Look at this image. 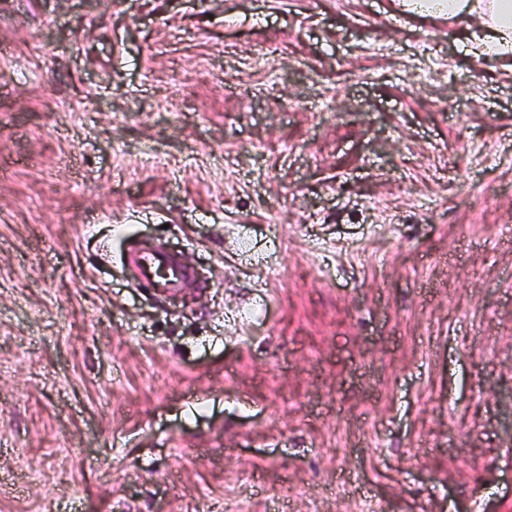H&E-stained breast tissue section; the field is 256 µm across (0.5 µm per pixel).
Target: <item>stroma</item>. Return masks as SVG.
Masks as SVG:
<instances>
[{"label": "stroma", "mask_w": 512, "mask_h": 512, "mask_svg": "<svg viewBox=\"0 0 512 512\" xmlns=\"http://www.w3.org/2000/svg\"><path fill=\"white\" fill-rule=\"evenodd\" d=\"M463 40L0 0V512H512V70ZM127 260L136 272L138 284L154 289L161 296L193 285L189 263L180 253L161 245L132 246Z\"/></svg>", "instance_id": "1"}]
</instances>
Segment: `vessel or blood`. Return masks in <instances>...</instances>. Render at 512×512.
Wrapping results in <instances>:
<instances>
[{
	"instance_id": "1",
	"label": "vessel or blood",
	"mask_w": 512,
	"mask_h": 512,
	"mask_svg": "<svg viewBox=\"0 0 512 512\" xmlns=\"http://www.w3.org/2000/svg\"><path fill=\"white\" fill-rule=\"evenodd\" d=\"M127 260L136 272L138 284L154 289L160 295L164 296L193 284L189 263L181 254L163 246L137 244L130 248Z\"/></svg>"
}]
</instances>
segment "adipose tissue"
Wrapping results in <instances>:
<instances>
[{"instance_id": "ef3b65f1", "label": "adipose tissue", "mask_w": 512, "mask_h": 512, "mask_svg": "<svg viewBox=\"0 0 512 512\" xmlns=\"http://www.w3.org/2000/svg\"><path fill=\"white\" fill-rule=\"evenodd\" d=\"M424 7L465 23L468 53L512 65V0H409L410 10Z\"/></svg>"}]
</instances>
